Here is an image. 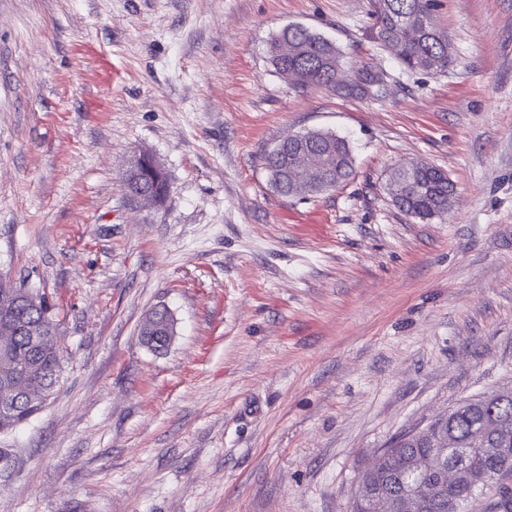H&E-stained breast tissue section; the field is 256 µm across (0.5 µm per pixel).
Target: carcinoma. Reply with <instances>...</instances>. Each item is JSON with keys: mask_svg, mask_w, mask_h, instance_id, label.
I'll use <instances>...</instances> for the list:
<instances>
[{"mask_svg": "<svg viewBox=\"0 0 512 512\" xmlns=\"http://www.w3.org/2000/svg\"><path fill=\"white\" fill-rule=\"evenodd\" d=\"M436 0H370L373 24L371 39L377 45L396 51L399 60L410 70L430 73L443 72L451 63V44L448 36L433 26L417 37L408 35V28L422 20H431ZM270 61L277 73L287 78L302 74L306 77L299 87L325 86L338 93L360 97H378L384 93L382 74L375 70L364 77L348 82L339 81L341 53L336 45L305 26H289L270 43ZM331 160L327 177L345 183L354 174V158L348 141L328 130H308L294 140L280 141L264 154L263 165L270 182L281 195L306 197L319 191L295 182V171L317 169L323 161ZM413 187L395 206L418 219H431L448 212L454 187L442 170L424 165L412 176ZM125 191L150 196L148 205L161 203L168 195L167 178H156L144 171L132 182L124 176ZM15 288L0 280V313L8 308L19 320L37 322L44 314L57 318L55 308L42 297L41 309L32 311L13 301ZM43 377L59 379L60 366L51 354L40 357ZM448 431L450 448L443 465H462L476 471L499 475L506 488L475 485L468 481L439 488L436 507L428 512H512V456L490 452L492 448L512 449V397L467 399L449 409L448 416L436 423ZM397 453L372 473V480L386 493L398 497L405 489L419 484L436 483L433 471L415 472L410 460L415 456L432 455L426 440L396 444Z\"/></svg>", "mask_w": 512, "mask_h": 512, "instance_id": "1", "label": "carcinoma"}]
</instances>
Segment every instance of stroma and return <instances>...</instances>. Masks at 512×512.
Wrapping results in <instances>:
<instances>
[{
    "label": "stroma",
    "instance_id": "stroma-1",
    "mask_svg": "<svg viewBox=\"0 0 512 512\" xmlns=\"http://www.w3.org/2000/svg\"><path fill=\"white\" fill-rule=\"evenodd\" d=\"M368 0H0V277L58 306L59 383L0 432V512H349L375 452L512 388V0H438L452 44L412 71ZM301 24L381 97L299 88ZM345 137L355 175L284 197L263 153ZM152 155L170 184L125 195ZM448 174L444 216L392 167ZM163 305L169 348L138 335ZM424 167L412 176L413 187L404 194L411 184V175L422 163L401 166L406 173V181H394L392 183V194L399 198V202H393L395 206L407 215L418 219H431L448 212L451 204L449 201L454 198L455 190L451 180L448 183V175L442 170L423 163ZM451 186V187H450Z\"/></svg>",
    "mask_w": 512,
    "mask_h": 512
}]
</instances>
